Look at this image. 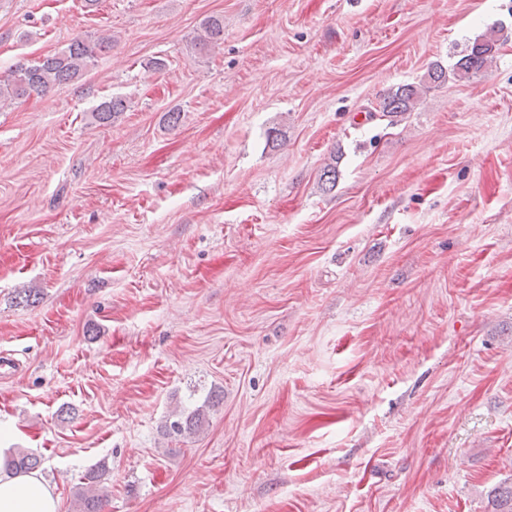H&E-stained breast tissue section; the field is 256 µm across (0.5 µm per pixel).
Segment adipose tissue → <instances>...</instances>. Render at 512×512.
Returning <instances> with one entry per match:
<instances>
[{"label": "adipose tissue", "mask_w": 512, "mask_h": 512, "mask_svg": "<svg viewBox=\"0 0 512 512\" xmlns=\"http://www.w3.org/2000/svg\"><path fill=\"white\" fill-rule=\"evenodd\" d=\"M12 454L10 425L0 420V512H58V498L43 476L8 468Z\"/></svg>", "instance_id": "obj_1"}]
</instances>
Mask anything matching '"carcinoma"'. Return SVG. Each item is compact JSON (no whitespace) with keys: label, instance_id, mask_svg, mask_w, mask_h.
I'll return each mask as SVG.
<instances>
[{"label":"carcinoma","instance_id":"cac0c4a2","mask_svg":"<svg viewBox=\"0 0 512 512\" xmlns=\"http://www.w3.org/2000/svg\"><path fill=\"white\" fill-rule=\"evenodd\" d=\"M224 42V17L213 15L205 18L193 39L194 48L205 51ZM498 39L489 33L481 41H475L467 54L463 55L451 71L434 65L428 72L429 80L441 84L453 78L456 81L469 80L492 62L497 52ZM112 49V37L96 39L75 37L62 50L34 63L17 62L9 68L6 76L0 77V103L16 99L43 95L55 87L74 81L82 75L87 66L99 55ZM422 89L411 84L389 89L379 107L380 117L396 118L410 111L421 97ZM127 110V103L121 97H111L100 102L93 110L95 121L108 126ZM206 422L205 410L197 408L191 412L173 411L165 420L164 430L169 436L191 435L199 432ZM42 465V459L22 449H17L8 466L17 472H30ZM85 486L78 494L79 512H104L108 498L106 488L99 485V475L89 471L84 476ZM493 512H512V481L505 482L491 491Z\"/></svg>","mask_w":512,"mask_h":512}]
</instances>
